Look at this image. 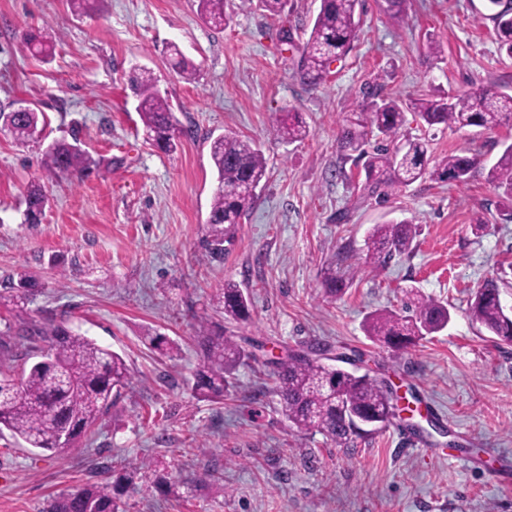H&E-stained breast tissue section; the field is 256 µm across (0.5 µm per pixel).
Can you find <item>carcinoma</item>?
I'll return each instance as SVG.
<instances>
[{"label": "carcinoma", "instance_id": "1", "mask_svg": "<svg viewBox=\"0 0 512 512\" xmlns=\"http://www.w3.org/2000/svg\"><path fill=\"white\" fill-rule=\"evenodd\" d=\"M492 14L499 48L512 57V0H487ZM359 0H320L306 53L300 61L303 79L317 83L329 72L330 65L345 58L357 42L360 19L356 18ZM226 0H198V11L206 22L221 26L229 20ZM27 51L46 60L53 57L50 37L24 40ZM178 74L191 82L197 67L185 59L177 46ZM153 71L143 68L133 78L134 93L147 138L165 152L178 146L180 121L168 100L157 90ZM411 112L428 125H458L492 131L512 121V94L462 93L438 98L423 95L400 100L381 97L372 103L366 125L381 140H392L403 126L405 112ZM39 113L0 111V125L7 128L13 140L21 145L36 143L41 138ZM277 138L300 142L309 129L297 112L281 117L274 127ZM365 131L346 129L341 135V148L356 153L354 162L362 164L367 174L368 194L388 195L395 186H409L426 175L441 180L466 182L478 166L477 156L448 155L436 159L429 152L428 141L408 139L395 151L378 145L365 148ZM210 158L218 185L206 219V247L211 254L224 253V244L234 237L242 215L257 198V189L266 179V160L262 150L250 139L224 134L210 143ZM43 164L61 173H81L94 161L79 146L77 138L57 139L43 151ZM486 180L503 189V207L512 212V144L505 146L498 160L488 168ZM25 223L39 224L48 204L43 187L33 184L24 198ZM416 227L409 220L376 224L371 229L374 257L389 259L411 248ZM413 302V314L376 311L365 323L367 336L397 349L437 334L447 328L448 306L425 298L411 287L406 290ZM216 308L230 322H246L250 318V299L233 281L213 296ZM469 313L491 334L512 343V318L505 314L499 286L486 280L471 294ZM150 345L160 355L173 358L180 348L159 334L147 333ZM203 352V365L196 374L193 391L203 399L219 402L232 387L239 368L257 360L255 354L231 336L198 337ZM24 349L26 365L19 370L0 365V430L23 439L33 448L52 451L59 448V437L68 433L76 440L86 435L101 420L109 406L130 385V370L118 353L98 345L94 340L73 334L64 327L49 323L42 327L10 329L0 333V350L12 346ZM326 349L318 344L288 352V357L273 361L276 380L271 392L277 397L278 409L290 426L302 432L315 431L339 448H347L363 437L354 421L347 418L341 403L346 402L367 419L381 425L395 416V397L391 386L382 378L367 372L348 371L322 363ZM169 497L181 498L190 484L179 478L162 480ZM117 498L109 484H89L56 498L48 512H118Z\"/></svg>", "mask_w": 512, "mask_h": 512}]
</instances>
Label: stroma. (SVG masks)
<instances>
[{"label": "stroma", "mask_w": 512, "mask_h": 512, "mask_svg": "<svg viewBox=\"0 0 512 512\" xmlns=\"http://www.w3.org/2000/svg\"><path fill=\"white\" fill-rule=\"evenodd\" d=\"M319 0H288L271 17L229 0L216 30L195 0H93L77 15L68 0H0V107L28 103L43 114L41 143L0 136V289L29 283L24 298L0 302V330L54 321L122 355L132 387L90 437L52 453L0 435V512H43L54 497L115 481L128 460H162L196 484L175 500L155 474L120 495V512H512V344L473 322L468 301L496 280L512 315V222L500 191L424 178L365 197V173L340 144L364 122L368 88L418 94H512V57L500 52L487 0H362L361 31L349 55L314 84L297 63ZM290 33V44L281 36ZM47 33L51 62L22 50L26 34ZM197 66L186 82L168 44ZM147 67L183 131L175 152L146 141L128 87ZM300 113L311 134L283 143L280 113ZM232 131L254 140L267 180L219 257L204 250L216 184L210 142ZM77 137L97 165L61 177L41 163L44 144ZM401 138H426L433 156L477 155L491 166L512 143V123L492 131L424 126L406 113ZM49 203L41 223L22 221L31 184ZM412 220L408 253L367 262L372 225ZM346 281L334 298L327 272ZM251 298L249 321L225 325L211 298L225 281ZM447 303V329L396 351L371 341L367 317L401 310L407 287ZM212 331L284 354L317 343L327 357L416 396L431 417L422 429L392 419L335 447L289 426L270 388L275 368L242 367L221 402L191 391L201 354V315ZM155 331L179 343L168 359L144 339ZM222 480H210L211 471Z\"/></svg>", "instance_id": "stroma-1"}]
</instances>
